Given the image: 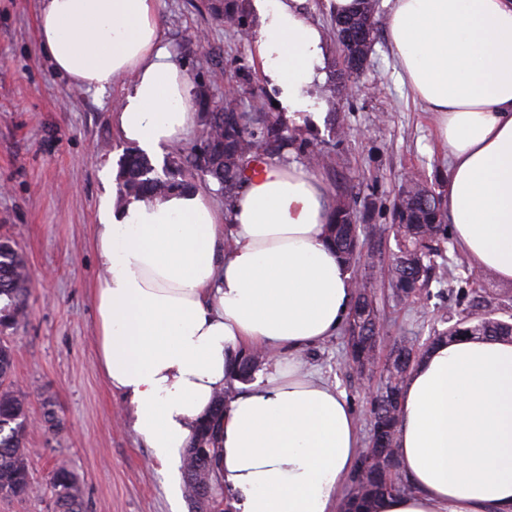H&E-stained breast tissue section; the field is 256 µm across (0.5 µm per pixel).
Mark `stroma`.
Instances as JSON below:
<instances>
[{
  "instance_id": "1",
  "label": "stroma",
  "mask_w": 512,
  "mask_h": 512,
  "mask_svg": "<svg viewBox=\"0 0 512 512\" xmlns=\"http://www.w3.org/2000/svg\"><path fill=\"white\" fill-rule=\"evenodd\" d=\"M310 21L325 35L324 85L341 66L334 16L325 0H307ZM40 0H0V236L12 238L32 280L27 321L9 334L16 350L15 377L33 424L25 446L36 489L22 500L0 497V512H53L45 480L64 463L78 477L87 512H190L173 503L169 488L182 482L181 464L164 465L123 417V401L96 365L95 310L89 291L98 273L91 248L103 168H118L132 146L112 125L125 80L98 96L57 76L38 42ZM164 39L185 69L193 110L235 95L248 107L262 95L273 111L275 89L262 80L248 41L233 24L215 21L207 0H158ZM205 33L198 42L197 33ZM356 92L346 99L325 93L320 122L283 123L311 148L328 155L316 171L331 199L348 198L365 223L393 221V205L406 174L437 191L449 178L444 147L431 113L397 77L385 35H378ZM346 135L336 139L334 128ZM353 271L371 281L382 327L372 373L360 374L338 332L309 347L304 360L336 383L360 423V440L372 434V397L384 382L395 339L416 346L452 325L466 308L461 288L481 291L491 310L512 315V282L490 272L473 273L453 239L434 257L444 278L432 279L415 298L398 300L385 269L396 249L393 237L360 232ZM378 264H370V257ZM52 409L54 424L44 421Z\"/></svg>"
}]
</instances>
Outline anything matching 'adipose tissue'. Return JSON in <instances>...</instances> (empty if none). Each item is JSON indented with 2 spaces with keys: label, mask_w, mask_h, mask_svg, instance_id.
<instances>
[{
  "label": "adipose tissue",
  "mask_w": 512,
  "mask_h": 512,
  "mask_svg": "<svg viewBox=\"0 0 512 512\" xmlns=\"http://www.w3.org/2000/svg\"><path fill=\"white\" fill-rule=\"evenodd\" d=\"M306 2L252 0L263 80L298 120L322 108L325 42ZM386 5L394 67L448 150L443 211L456 242L473 270L512 282V0ZM39 45L55 73L97 94L128 77L112 121L142 152L179 145L194 126L157 0H42ZM334 219L315 173L274 164L229 216L195 189L100 202L96 361L159 462L180 460L242 353H268L214 445L211 474L233 512H333L359 467L356 416L300 359L353 303L327 233ZM394 454L413 490L379 497L372 512H512V337L434 343L403 383Z\"/></svg>",
  "instance_id": "obj_1"
}]
</instances>
